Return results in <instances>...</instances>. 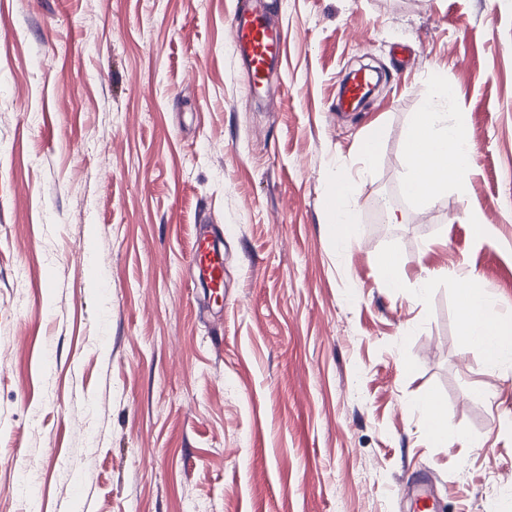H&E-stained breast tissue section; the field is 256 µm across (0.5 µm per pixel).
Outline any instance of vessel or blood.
I'll return each mask as SVG.
<instances>
[{
	"label": "vessel or blood",
	"instance_id": "1",
	"mask_svg": "<svg viewBox=\"0 0 512 512\" xmlns=\"http://www.w3.org/2000/svg\"><path fill=\"white\" fill-rule=\"evenodd\" d=\"M232 46L248 74L252 94L269 98L275 93L270 78L279 64L283 34L272 22L271 13L263 0H247L236 8L229 25ZM373 76L365 71L349 75L341 87L338 107L354 109L369 92ZM189 266L197 284L203 290L206 306L224 301V244L217 229L196 225Z\"/></svg>",
	"mask_w": 512,
	"mask_h": 512
}]
</instances>
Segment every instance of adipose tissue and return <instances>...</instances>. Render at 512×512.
Segmentation results:
<instances>
[{
  "instance_id": "obj_1",
  "label": "adipose tissue",
  "mask_w": 512,
  "mask_h": 512,
  "mask_svg": "<svg viewBox=\"0 0 512 512\" xmlns=\"http://www.w3.org/2000/svg\"><path fill=\"white\" fill-rule=\"evenodd\" d=\"M403 155V191L418 204L444 192L449 179L463 182L475 172V148L462 121L455 90L433 91L428 108L417 113L406 129ZM461 311L469 318L461 330L463 339L480 348L484 367L511 365L512 320L491 311L488 291L467 270L461 273Z\"/></svg>"
}]
</instances>
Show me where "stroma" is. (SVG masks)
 <instances>
[{"label": "stroma", "mask_w": 512, "mask_h": 512, "mask_svg": "<svg viewBox=\"0 0 512 512\" xmlns=\"http://www.w3.org/2000/svg\"><path fill=\"white\" fill-rule=\"evenodd\" d=\"M236 3L0 0V512H412L396 489L422 473L437 512H512V368H484L458 302L469 269L512 315V0H273L271 102ZM366 65L380 90L337 111ZM438 84L477 172L421 206L402 143ZM200 220L224 231L219 312L188 266ZM232 46L246 68L249 89L253 95L270 98L277 87L270 78L279 64L283 34L272 22L264 3H245L234 11L229 25ZM352 191L351 182L344 176L336 179L334 188L329 195L332 214L331 235L334 239L342 241L348 237V226L353 224V214L346 206V200ZM427 420V437L435 444L448 442V429L441 421L442 407L438 400L429 396L424 399Z\"/></svg>", "instance_id": "obj_1"}]
</instances>
